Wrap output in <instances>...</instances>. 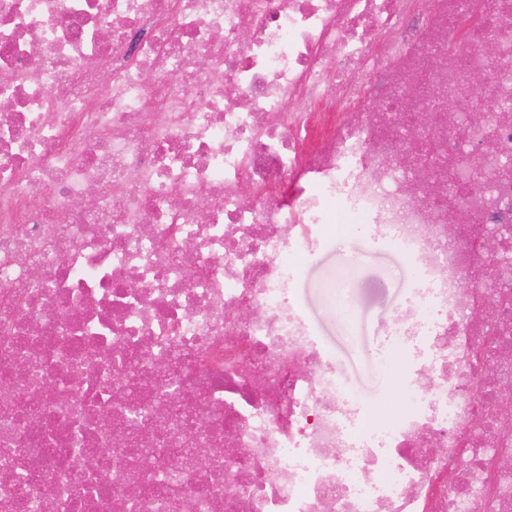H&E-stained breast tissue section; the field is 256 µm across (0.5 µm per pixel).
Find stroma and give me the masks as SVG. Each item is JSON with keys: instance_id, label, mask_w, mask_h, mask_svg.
<instances>
[{"instance_id": "stroma-1", "label": "stroma", "mask_w": 512, "mask_h": 512, "mask_svg": "<svg viewBox=\"0 0 512 512\" xmlns=\"http://www.w3.org/2000/svg\"><path fill=\"white\" fill-rule=\"evenodd\" d=\"M293 291L322 348L336 360L352 395L372 421L401 406L407 381L402 356L388 347L387 317L410 297L414 274L406 257L392 246L368 249L363 236L333 225L325 245L297 263ZM351 280L354 310L342 312L336 285Z\"/></svg>"}]
</instances>
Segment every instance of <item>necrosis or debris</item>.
<instances>
[{"label": "necrosis or debris", "instance_id": "necrosis-or-debris-1", "mask_svg": "<svg viewBox=\"0 0 512 512\" xmlns=\"http://www.w3.org/2000/svg\"><path fill=\"white\" fill-rule=\"evenodd\" d=\"M0 102V512H512V0H0ZM335 224L415 274L374 427ZM342 224L332 226L325 245L297 262L293 291L322 348L343 373L373 422L396 413L407 373L402 356L388 348L387 317L410 297L414 274L406 257L392 246L368 250L365 239L345 234ZM348 242L352 257L336 242ZM368 253L367 256L365 254ZM353 282L354 311L342 312L336 284Z\"/></svg>", "mask_w": 512, "mask_h": 512}]
</instances>
